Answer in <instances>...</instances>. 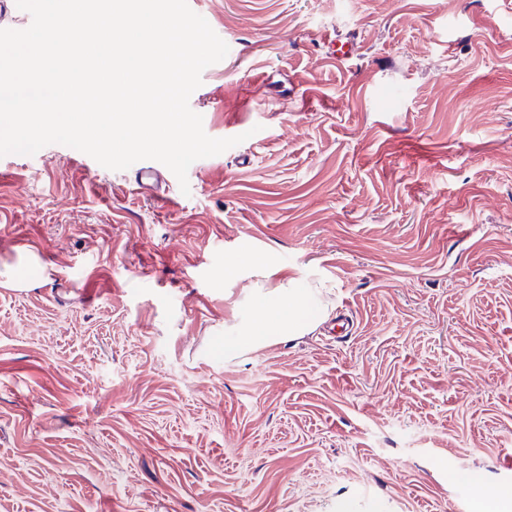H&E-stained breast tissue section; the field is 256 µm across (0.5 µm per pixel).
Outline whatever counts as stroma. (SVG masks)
Wrapping results in <instances>:
<instances>
[{
	"label": "stroma",
	"instance_id": "obj_1",
	"mask_svg": "<svg viewBox=\"0 0 512 512\" xmlns=\"http://www.w3.org/2000/svg\"><path fill=\"white\" fill-rule=\"evenodd\" d=\"M188 4L229 47L189 105L243 138L189 193L0 157V512H474L458 473L512 487V0ZM287 285L311 331L225 360Z\"/></svg>",
	"mask_w": 512,
	"mask_h": 512
}]
</instances>
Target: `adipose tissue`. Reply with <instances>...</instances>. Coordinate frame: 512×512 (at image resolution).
I'll return each mask as SVG.
<instances>
[{
	"label": "adipose tissue",
	"mask_w": 512,
	"mask_h": 512,
	"mask_svg": "<svg viewBox=\"0 0 512 512\" xmlns=\"http://www.w3.org/2000/svg\"><path fill=\"white\" fill-rule=\"evenodd\" d=\"M308 288L258 290L252 294L253 314L246 326L225 337L219 350L225 359L241 357L271 343L293 339L308 332L318 319Z\"/></svg>",
	"instance_id": "ef3b65f1"
}]
</instances>
